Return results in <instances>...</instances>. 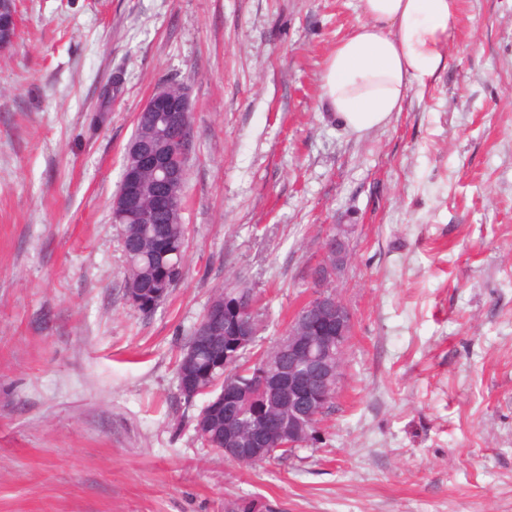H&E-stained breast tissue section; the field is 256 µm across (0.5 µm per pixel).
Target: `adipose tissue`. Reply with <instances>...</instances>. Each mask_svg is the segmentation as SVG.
Segmentation results:
<instances>
[{"instance_id":"adipose-tissue-1","label":"adipose tissue","mask_w":512,"mask_h":512,"mask_svg":"<svg viewBox=\"0 0 512 512\" xmlns=\"http://www.w3.org/2000/svg\"><path fill=\"white\" fill-rule=\"evenodd\" d=\"M361 18L337 42L321 76V98L353 133L384 126L408 91L445 68L459 0H359Z\"/></svg>"}]
</instances>
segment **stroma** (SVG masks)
<instances>
[{"label":"stroma","mask_w":512,"mask_h":512,"mask_svg":"<svg viewBox=\"0 0 512 512\" xmlns=\"http://www.w3.org/2000/svg\"><path fill=\"white\" fill-rule=\"evenodd\" d=\"M0 53V512H512V0H460L448 65L354 134L320 98L357 0H16ZM190 89L184 275L144 313L112 199L135 116ZM115 95L104 96L106 86ZM349 227L354 314L322 441L207 447L176 358L232 278L257 351Z\"/></svg>","instance_id":"obj_1"}]
</instances>
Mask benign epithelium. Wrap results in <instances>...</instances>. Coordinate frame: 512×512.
I'll list each match as a JSON object with an SVG mask.
<instances>
[{"mask_svg":"<svg viewBox=\"0 0 512 512\" xmlns=\"http://www.w3.org/2000/svg\"><path fill=\"white\" fill-rule=\"evenodd\" d=\"M13 0H0V51L16 40L17 25ZM158 113L156 141L132 140L127 145L128 163L125 188L113 199L112 214L123 221L151 224L155 218L176 204L172 188L182 175L181 168L160 146L171 131L170 112L191 111L188 91L179 95L167 86L158 87L143 107ZM325 263L312 280L313 295L306 307L288 325V333L279 340L270 361L250 372L252 379L235 386L228 393L215 392L202 384L204 372H197L179 383L180 395L190 400L209 396L207 406L224 407V456L236 462L264 461L272 449L286 441L293 445L310 435L314 421L336 395L340 379V352L345 339L352 335L354 316L332 290L350 259L347 225L338 224L324 243ZM127 299L148 312L160 299H148L139 288H132ZM209 319L222 318L229 329L226 358L247 347L257 335L232 297L220 303L210 300ZM253 406L252 433L238 430L243 410Z\"/></svg>","mask_w":512,"mask_h":512,"instance_id":"obj_1","label":"benign epithelium"}]
</instances>
